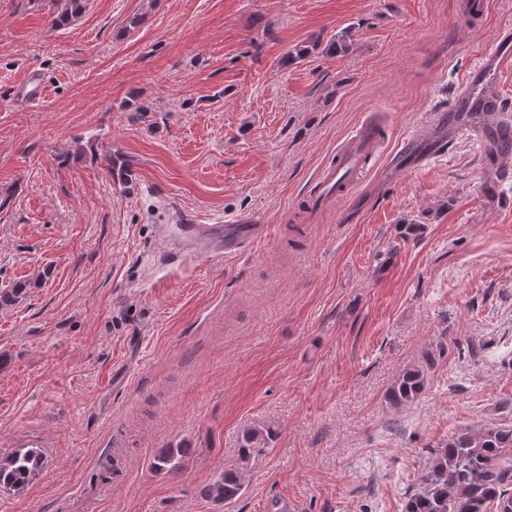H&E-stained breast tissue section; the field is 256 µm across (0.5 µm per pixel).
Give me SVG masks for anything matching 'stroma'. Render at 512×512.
Segmentation results:
<instances>
[{
	"mask_svg": "<svg viewBox=\"0 0 512 512\" xmlns=\"http://www.w3.org/2000/svg\"><path fill=\"white\" fill-rule=\"evenodd\" d=\"M506 22L512 0L479 27L461 0H86L55 28L0 0V289L34 283L0 308V455L33 440L49 460L0 512H402L428 449L512 425V178L469 138L385 168ZM345 27L348 55L313 49ZM32 70L48 91L27 104ZM367 118L385 139L357 198L290 229ZM232 220L267 232L219 261L171 253L180 226ZM248 428L274 438L211 501ZM165 448L189 449L181 475L153 468ZM443 354L444 348L439 345L435 352L434 350L424 352L420 363L403 370L388 389L387 398L391 405L402 408L417 401L426 388L430 370L443 357Z\"/></svg>",
	"mask_w": 512,
	"mask_h": 512,
	"instance_id": "obj_1",
	"label": "stroma"
}]
</instances>
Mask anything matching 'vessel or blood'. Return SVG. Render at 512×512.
Here are the masks:
<instances>
[{
  "instance_id": "1",
  "label": "vessel or blood",
  "mask_w": 512,
  "mask_h": 512,
  "mask_svg": "<svg viewBox=\"0 0 512 512\" xmlns=\"http://www.w3.org/2000/svg\"><path fill=\"white\" fill-rule=\"evenodd\" d=\"M512 70V24L504 25L477 63L465 74L449 109L430 113L403 136L392 156L395 164L417 167L445 148L450 139L466 135L483 142L485 162L498 168L512 159V111L505 109L499 78ZM383 142L379 127L362 121L336 150L333 164L323 168L307 193L309 206L323 209L348 201L357 190ZM261 224H193L186 234L191 243L214 257L236 254L247 241L260 238Z\"/></svg>"
}]
</instances>
